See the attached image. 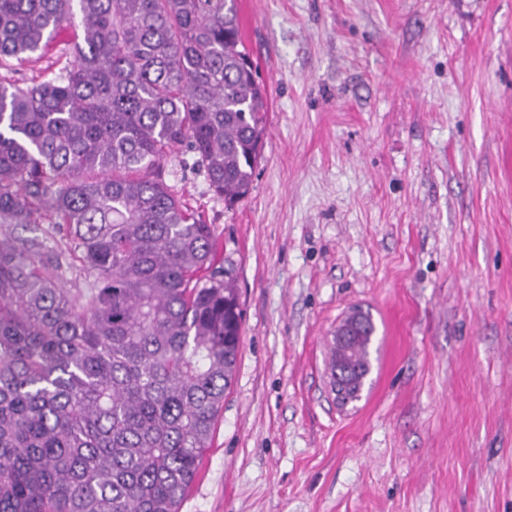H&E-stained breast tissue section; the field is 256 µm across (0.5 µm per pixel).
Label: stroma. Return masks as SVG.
I'll return each mask as SVG.
<instances>
[{
    "instance_id": "1",
    "label": "stroma",
    "mask_w": 512,
    "mask_h": 512,
    "mask_svg": "<svg viewBox=\"0 0 512 512\" xmlns=\"http://www.w3.org/2000/svg\"><path fill=\"white\" fill-rule=\"evenodd\" d=\"M269 95L227 207L181 147L243 311L180 512H512V0H239ZM376 325L361 400L333 332ZM366 312L363 310H350L346 316L336 326L334 338L336 349L332 357L333 366L331 368V390L336 397V402L346 406L349 403V393L356 384H361L363 389V380L361 369L357 364L350 361H343L346 357V348L342 345L348 344L356 333L361 329L365 319ZM339 362H341L339 365ZM336 365V366H335Z\"/></svg>"
}]
</instances>
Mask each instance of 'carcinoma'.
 <instances>
[{"label":"carcinoma","instance_id":"cac0c4a2","mask_svg":"<svg viewBox=\"0 0 512 512\" xmlns=\"http://www.w3.org/2000/svg\"><path fill=\"white\" fill-rule=\"evenodd\" d=\"M77 16L71 62L17 83ZM247 58L238 0H0V512H179L242 311L211 225L147 172L185 146L247 195L268 116Z\"/></svg>","mask_w":512,"mask_h":512}]
</instances>
